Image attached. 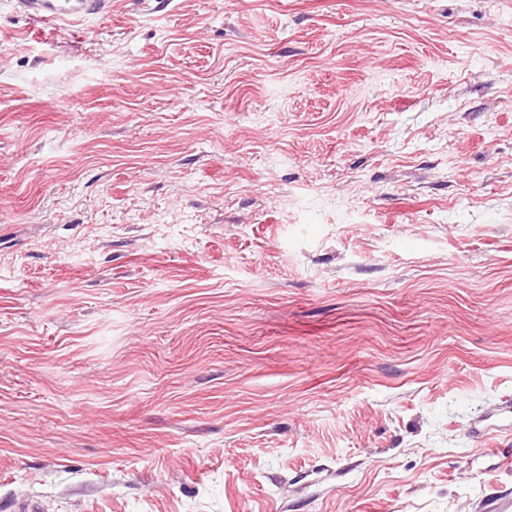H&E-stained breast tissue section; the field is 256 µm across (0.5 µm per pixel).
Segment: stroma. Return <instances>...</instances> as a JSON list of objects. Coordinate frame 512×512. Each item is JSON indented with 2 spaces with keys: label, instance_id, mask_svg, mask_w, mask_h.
Here are the masks:
<instances>
[{
  "label": "stroma",
  "instance_id": "1",
  "mask_svg": "<svg viewBox=\"0 0 512 512\" xmlns=\"http://www.w3.org/2000/svg\"><path fill=\"white\" fill-rule=\"evenodd\" d=\"M512 0H0V512H512ZM15 9L33 22L72 21L110 11L111 0H14Z\"/></svg>",
  "mask_w": 512,
  "mask_h": 512
}]
</instances>
